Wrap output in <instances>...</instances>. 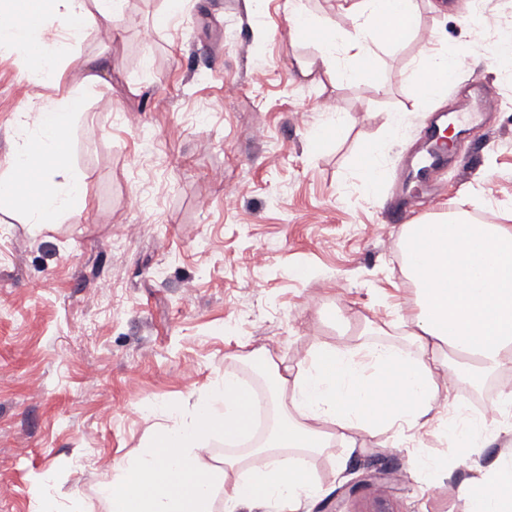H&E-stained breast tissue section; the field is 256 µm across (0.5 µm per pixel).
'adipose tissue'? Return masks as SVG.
Here are the masks:
<instances>
[{"label":"adipose tissue","instance_id":"1","mask_svg":"<svg viewBox=\"0 0 512 512\" xmlns=\"http://www.w3.org/2000/svg\"><path fill=\"white\" fill-rule=\"evenodd\" d=\"M49 9L42 28L63 40L92 24L115 32L120 18L118 0H50ZM284 10L290 19H303L307 29L321 31L315 66L338 70L348 81L360 78L359 64L370 58V33H377L379 44L394 46L418 21L416 0H353L349 11L358 27L348 35L322 28L302 0H285ZM86 117L79 91L43 100L18 124L21 147L0 162L4 201L15 198L20 176L40 163L43 174L26 195L34 230L56 223L84 199V174L63 167L61 159ZM419 235L426 244L420 264L412 255ZM402 242L403 269L417 289L413 351L321 347L295 370L279 367L268 349L253 351L248 359L255 371L272 381L266 405L277 411L258 446L243 458L225 456L220 468L205 460L212 438L229 443L255 435L257 394L236 374H225L194 405L190 420L155 432L134 456L113 465L111 481L101 488L112 512H212L218 495L224 512H237L247 501L297 512L319 492L306 455L355 431L427 428L445 434L452 457L469 456L485 430L465 414L449 425L448 415L458 406L439 395L437 357L446 348L466 351L482 374L512 364V226L440 218L404 225ZM456 491L468 512H512V453Z\"/></svg>","mask_w":512,"mask_h":512}]
</instances>
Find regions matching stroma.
I'll use <instances>...</instances> for the list:
<instances>
[{
	"instance_id": "1",
	"label": "stroma",
	"mask_w": 512,
	"mask_h": 512,
	"mask_svg": "<svg viewBox=\"0 0 512 512\" xmlns=\"http://www.w3.org/2000/svg\"><path fill=\"white\" fill-rule=\"evenodd\" d=\"M417 2L412 36L377 50L352 82L306 73L319 40L281 37L284 0L251 11L245 0H184L164 27L167 0H124L118 33L103 41L88 29L49 84L0 53V159L18 146L19 112L78 88L86 68L102 72L86 94L100 134L78 125L68 147V164L86 176L83 203L39 233L23 198L0 203V512H36L42 483L61 512H109L98 489L113 462L164 424L162 409L186 414L224 373L252 374L245 357L255 349L272 348L291 369L320 345L410 350L417 294L387 211L423 192L399 161L434 114L463 110L475 76L501 105L457 141L434 202L413 221L488 213L512 225V63L492 59L494 32L461 26L471 0H444L439 13ZM463 47L447 94L416 104L423 53ZM334 111L346 116L335 129ZM372 144L385 157L376 182L360 165ZM237 184L249 190L227 206L224 189ZM126 224L139 234L116 239ZM441 361L452 400L503 378H469L471 363L454 351ZM486 433L489 445L455 463L452 482L512 450V432ZM447 454L437 433L410 446L392 431L334 440L310 459L321 492L300 512H467L418 469V457ZM369 473L384 474L378 490L348 493Z\"/></svg>"
}]
</instances>
